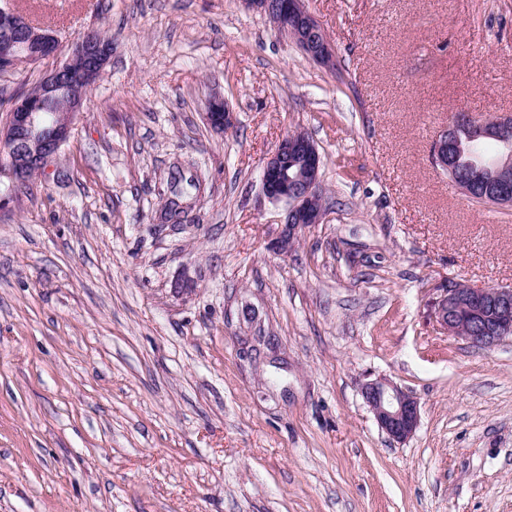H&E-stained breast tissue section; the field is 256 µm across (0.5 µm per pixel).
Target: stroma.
Returning a JSON list of instances; mask_svg holds the SVG:
<instances>
[{
    "label": "stroma",
    "instance_id": "obj_1",
    "mask_svg": "<svg viewBox=\"0 0 512 512\" xmlns=\"http://www.w3.org/2000/svg\"><path fill=\"white\" fill-rule=\"evenodd\" d=\"M112 59L0 209V512H512V338L431 304L512 286V214L430 161L450 113H512V0H304L324 68L242 0H8ZM235 114L207 125L212 97ZM302 130L326 211L286 254L262 166ZM198 176L181 223L173 166ZM411 392L399 443L360 386ZM174 167L175 169L170 173V180L167 183L171 197L168 198L160 214V219L163 222H178L181 220V215L186 213L182 207V200L185 197V192L181 186L183 181H186L189 186L195 189H199L201 185L198 177L186 179L182 169L179 166ZM437 289L432 315L448 335L487 349L512 337V287Z\"/></svg>",
    "mask_w": 512,
    "mask_h": 512
}]
</instances>
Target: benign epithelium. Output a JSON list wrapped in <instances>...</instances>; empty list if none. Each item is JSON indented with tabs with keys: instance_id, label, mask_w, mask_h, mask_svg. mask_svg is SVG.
Returning a JSON list of instances; mask_svg holds the SVG:
<instances>
[{
	"instance_id": "1",
	"label": "benign epithelium",
	"mask_w": 512,
	"mask_h": 512,
	"mask_svg": "<svg viewBox=\"0 0 512 512\" xmlns=\"http://www.w3.org/2000/svg\"><path fill=\"white\" fill-rule=\"evenodd\" d=\"M245 4L263 15L312 61L323 66L336 61L334 45L322 24L305 8L304 0H245ZM0 29L9 34L0 43V69L4 71L20 63L38 64L60 50L54 31L31 23L6 5L0 7ZM111 57L112 42L88 31L71 47L74 69L66 72L55 67L41 78L37 92L13 101L8 122L0 127V142L9 144L7 156L0 158V179L8 180L0 207L10 201L26 171L44 172L68 142L86 91L98 81ZM205 120L212 129L226 132L234 126V113L217 98L205 113ZM459 125L472 131L471 143L465 147L451 143ZM488 139L506 147L512 145V113L478 119L469 112H454L432 143L431 162L448 174L451 148L471 156L468 165L472 180L484 185L482 200L508 210L512 208V177L501 164L474 152L481 141ZM322 166L315 144L297 132L285 136L265 162L263 193L269 201L286 206L278 237L272 243L277 252L288 253L307 228L321 223L320 204L325 196ZM436 292L432 315L448 335L481 349L512 337L511 286L461 290L450 283ZM360 392L379 428L391 440L404 442L414 435L420 423V405L409 391L385 378H376L362 383Z\"/></svg>"
}]
</instances>
